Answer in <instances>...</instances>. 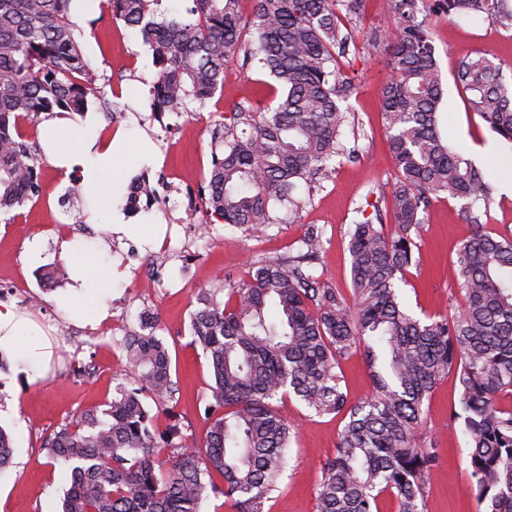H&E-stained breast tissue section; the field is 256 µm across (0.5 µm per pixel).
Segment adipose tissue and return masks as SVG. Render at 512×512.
<instances>
[{
	"instance_id": "1",
	"label": "adipose tissue",
	"mask_w": 512,
	"mask_h": 512,
	"mask_svg": "<svg viewBox=\"0 0 512 512\" xmlns=\"http://www.w3.org/2000/svg\"><path fill=\"white\" fill-rule=\"evenodd\" d=\"M53 147L48 161L58 168H70L79 160H87V183L94 198L111 197L112 183L119 169L120 155L112 143L86 138L82 133L67 128L66 119L52 125ZM60 256L72 272V281L57 301L71 310L76 320L96 321L106 316V300L112 294L111 273L97 269L96 253L84 244L62 242ZM29 328L24 319L12 310H0V349L22 351L23 358L32 365L39 364L42 356L26 348Z\"/></svg>"
}]
</instances>
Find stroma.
<instances>
[{"label": "stroma", "instance_id": "obj_1", "mask_svg": "<svg viewBox=\"0 0 512 512\" xmlns=\"http://www.w3.org/2000/svg\"><path fill=\"white\" fill-rule=\"evenodd\" d=\"M418 7L431 28L443 78L440 132L450 146L463 149L491 176L493 201L481 229L497 234L511 230L512 192L506 185L512 179L499 174L497 162L512 152V144L469 109L455 74L459 58L484 53L511 83L512 30L482 16L447 18L436 13L434 0H419ZM75 26L96 87L107 102L119 103L120 111L109 119L95 104L87 114L73 113L69 119L75 126L88 127L92 136L106 130L122 139L127 145L124 171L112 190L111 207L89 199L63 207L59 197L71 183L85 177L86 169L79 165L57 170L41 162L37 204L22 207L13 223L0 220V282L24 279L41 298L40 308L29 310L17 299L1 298L0 309L13 308L37 323L50 314L60 320L59 325L45 326L43 336L29 339L33 345L44 339L50 342L48 363L32 368L11 353L7 370L0 371V428L10 433L14 448L13 467L0 473V512H59L66 471L47 457L44 440L64 421L110 401L116 387L130 383L111 336H92L86 345L67 348L59 340L60 335L80 327L55 303L64 283L42 284L45 268L61 262V237L53 227L62 222L64 213H83L82 226L70 235L90 242L105 237L107 224L119 213L142 230V237L112 241L116 282L106 302L107 314L120 317L128 331L137 328L143 310L158 314L160 335L175 353L177 393L174 401L152 406L154 426L161 433L178 427L185 438L199 443L205 438L204 408L211 400L212 379L201 349L192 344L190 314L196 307L195 292L249 279L255 260L297 254L302 238L315 229L322 234L324 249L313 271L321 281L347 293L351 290L349 228L375 217L381 218L386 230L394 228L384 199L393 189L395 169L381 117V88L390 70L386 53L368 39L371 31H388L393 26L382 0H362L357 16L345 22L351 39L338 59L340 72L353 77L357 86L345 103L348 120L343 127V141L356 149V157L342 160L331 177L313 187L299 188L303 206L293 222L258 231L218 223L205 235L187 232L165 253L156 240L158 231L188 223V195L198 191L209 174L215 123L241 103L276 105L282 87L267 70L239 52L225 65L222 93L202 105L190 103L187 112L169 113L158 121L151 108L152 52L140 35L101 7ZM144 170L156 190V202L150 211L132 215L126 206L128 186ZM460 210L459 202L441 200L432 202L421 215L422 222L413 233L419 246L417 264L401 286L402 300L413 312L446 315L463 301L456 261L460 247L478 228L467 223ZM35 241L41 244V255L33 263L28 259V246ZM154 262L163 267L164 288L148 289L142 297L129 295L135 269ZM458 398L459 389L449 376L438 383L424 405L421 437L434 440L439 454L426 485L425 512H475L466 438L461 421L452 417ZM278 409L288 421L298 423L299 430L287 450V470L271 493L270 512H317L320 469L336 453L342 422L330 415H309L292 396L284 397Z\"/></svg>", "mask_w": 512, "mask_h": 512}]
</instances>
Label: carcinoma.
<instances>
[{
    "mask_svg": "<svg viewBox=\"0 0 512 512\" xmlns=\"http://www.w3.org/2000/svg\"><path fill=\"white\" fill-rule=\"evenodd\" d=\"M71 0H0V216L41 191L36 149L23 125L86 112L99 91L84 63ZM149 45L156 68L152 116L205 105L224 88V66L245 42L278 80L282 95L258 116L241 104L213 131L210 178L200 189L206 216L251 228L282 223L297 212L299 182L324 179L338 157L347 122L340 100L356 92L338 71L343 20L361 0H193L195 19L160 11L161 0H101ZM418 0H387L395 29L373 33L389 52L393 76L381 110L397 172L386 201L395 229L367 219L348 231L351 295L307 272L320 259V236L305 251L254 263L251 278L198 294L193 343L214 384L204 447L156 432L145 399L176 394L169 348L149 310L120 343L134 387L88 409L45 439L43 449L69 469L61 512H201L221 495L233 512H265L283 475L296 427L277 410L294 396L317 416L344 422L336 455L322 470L317 512H424L437 451L418 436L423 406L452 374L468 446L476 512H512V234L476 232L458 252L464 302L451 315L418 317L400 284L415 265L411 230L431 200L463 202L482 227L490 205L487 173L448 145L439 131L442 74ZM448 17L486 16L512 29V0H436ZM457 79L472 111L512 144V87L484 55L463 58ZM252 125L247 136L239 124ZM363 348L375 392L350 402L337 372ZM14 465L0 432V473Z\"/></svg>",
    "mask_w": 512,
    "mask_h": 512,
    "instance_id": "1",
    "label": "carcinoma"
}]
</instances>
